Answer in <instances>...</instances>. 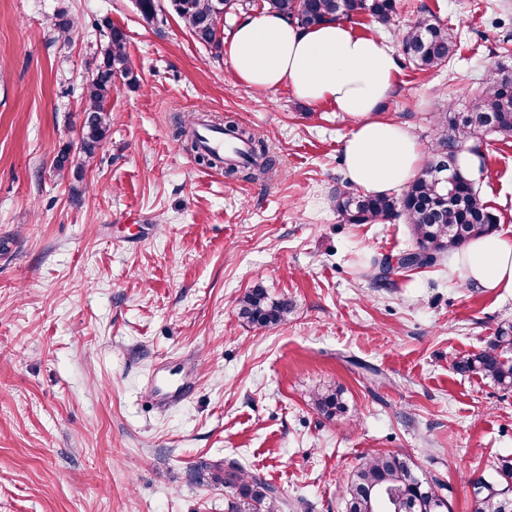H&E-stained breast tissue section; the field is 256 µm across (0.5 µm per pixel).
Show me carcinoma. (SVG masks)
Returning <instances> with one entry per match:
<instances>
[{
    "label": "carcinoma",
    "mask_w": 512,
    "mask_h": 512,
    "mask_svg": "<svg viewBox=\"0 0 512 512\" xmlns=\"http://www.w3.org/2000/svg\"><path fill=\"white\" fill-rule=\"evenodd\" d=\"M137 9L148 22L164 21L159 0H136ZM193 38L213 48L220 46L219 24L224 15L247 11L253 0H169ZM267 11L289 23L307 29L329 22H344L367 14L380 24H388L395 11V0H262ZM101 43L89 62L84 87V120L78 130L79 145H66L55 160L60 175L72 173L82 178L83 163L77 157H92L109 131L111 112L107 101L112 81L120 76L135 81L126 52L124 31L107 25ZM405 60L422 70L440 68L452 58L455 48L453 29L435 17L422 16L403 35L400 42ZM512 68L503 62L492 70L487 86L465 112H440L435 115L437 130L431 160H454L457 171L452 181L436 180L430 166L398 196L342 192L336 209L348 224H379L402 221L412 226L414 250L397 257L400 267H426L440 256L463 248L471 239L498 230L497 217L474 185L466 155L482 157L475 138L496 134L512 136ZM213 126L230 140L248 145L246 159L225 172L248 181L269 180L275 163L265 142L235 119H212ZM176 137L186 150L195 153L198 164L216 167L219 158L200 147L196 130H186L182 118L174 117ZM239 314L260 327L277 325L288 317L286 300H273L262 288L245 292L238 300ZM457 371L476 372L492 379L505 390H512V325L498 329L494 339L477 353L455 362ZM312 403L329 418L345 409L339 389L316 390ZM195 477L228 493V512H283L288 501L281 491L239 462L201 463ZM446 486L437 479L419 477L414 463L403 454L372 452L342 482L345 512H450ZM476 512H512V456H500L489 477L478 483Z\"/></svg>",
    "instance_id": "cac0c4a2"
}]
</instances>
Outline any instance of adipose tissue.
Returning <instances> with one entry per match:
<instances>
[{
    "mask_svg": "<svg viewBox=\"0 0 512 512\" xmlns=\"http://www.w3.org/2000/svg\"><path fill=\"white\" fill-rule=\"evenodd\" d=\"M226 55L242 87L264 91L285 85L307 103H331L351 121L342 155L352 186L383 194L407 185L423 169L416 136L381 115L398 71L382 41L356 35L342 22L301 29L265 12L236 28ZM457 268L466 282L512 294V235L471 240Z\"/></svg>",
    "mask_w": 512,
    "mask_h": 512,
    "instance_id": "adipose-tissue-1",
    "label": "adipose tissue"
}]
</instances>
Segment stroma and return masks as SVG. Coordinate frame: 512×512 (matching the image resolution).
Listing matches in <instances>:
<instances>
[{"mask_svg": "<svg viewBox=\"0 0 512 512\" xmlns=\"http://www.w3.org/2000/svg\"><path fill=\"white\" fill-rule=\"evenodd\" d=\"M453 28L439 70L400 61L383 115L425 150L434 113L463 111L497 62L512 63V0H396L390 25L351 29L399 43L419 12ZM73 28L59 32L60 17ZM124 29L135 83L116 80L112 127L80 183L59 176L77 138L87 65L107 24ZM230 112L263 137L278 177L204 168L174 113ZM330 104L282 86L237 85L223 50L134 0H0V512H225V491L191 469L233 457L280 489L288 512H341L361 457L412 458L474 512L478 477L512 455V390L453 370L512 325V296L464 285L457 254L373 279V260L415 246L407 224H347ZM485 201L512 233V137L481 143ZM260 286L287 321L258 328L237 299ZM191 399L160 413L158 361ZM341 389L327 417L315 388Z\"/></svg>", "mask_w": 512, "mask_h": 512, "instance_id": "stroma-1", "label": "stroma"}]
</instances>
